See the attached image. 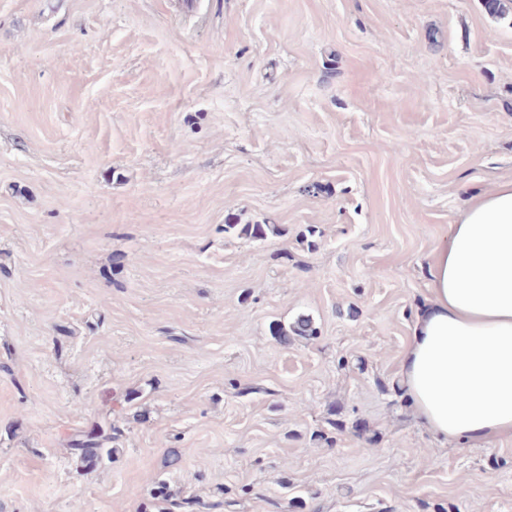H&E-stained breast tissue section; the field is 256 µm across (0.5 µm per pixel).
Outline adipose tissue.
Listing matches in <instances>:
<instances>
[{
	"instance_id": "adipose-tissue-1",
	"label": "adipose tissue",
	"mask_w": 512,
	"mask_h": 512,
	"mask_svg": "<svg viewBox=\"0 0 512 512\" xmlns=\"http://www.w3.org/2000/svg\"><path fill=\"white\" fill-rule=\"evenodd\" d=\"M400 378L450 443L512 437V179L471 199L428 268Z\"/></svg>"
}]
</instances>
